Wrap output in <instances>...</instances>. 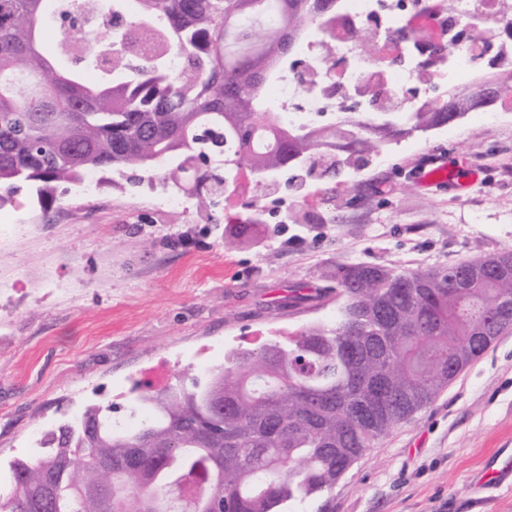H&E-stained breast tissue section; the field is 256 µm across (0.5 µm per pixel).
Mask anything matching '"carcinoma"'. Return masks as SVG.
I'll use <instances>...</instances> for the list:
<instances>
[{"label":"carcinoma","instance_id":"1","mask_svg":"<svg viewBox=\"0 0 512 512\" xmlns=\"http://www.w3.org/2000/svg\"><path fill=\"white\" fill-rule=\"evenodd\" d=\"M336 0H0V205L27 188L43 204L90 172L115 184L161 181L217 205L242 172L293 180L318 169L327 194L392 141L461 122L465 111L512 105V71L486 86L448 89L414 112L371 113L369 125L282 129L259 104L276 62L305 21L325 25ZM126 49L70 47L79 23ZM59 23L53 49L42 34ZM99 74L96 84L83 73ZM237 147L224 154V136ZM498 256L432 270L367 263L336 272V322L286 341L232 347L224 371L140 390L137 423L112 404L42 436L40 455L10 461L0 512H291L323 497L367 449L427 407L500 336L512 332V270ZM456 270L468 286L448 281ZM104 460L112 472L100 470Z\"/></svg>","mask_w":512,"mask_h":512}]
</instances>
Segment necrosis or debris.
<instances>
[{
	"label": "necrosis or debris",
	"instance_id": "necrosis-or-debris-1",
	"mask_svg": "<svg viewBox=\"0 0 512 512\" xmlns=\"http://www.w3.org/2000/svg\"><path fill=\"white\" fill-rule=\"evenodd\" d=\"M336 17L335 26L323 34L333 69L318 58L310 60L320 72L316 91L306 93L293 79L276 81L271 103L282 125L319 113L365 124L369 105L355 108L345 98L355 87L370 85L395 98L413 86L424 98L448 76L474 78V58L512 67V0H338ZM475 26L486 30L485 41L465 43V30ZM361 27L377 32L374 55H365L353 37ZM422 29L447 45L446 67H426L415 53L412 36Z\"/></svg>",
	"mask_w": 512,
	"mask_h": 512
}]
</instances>
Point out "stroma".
Here are the masks:
<instances>
[{
	"label": "stroma",
	"mask_w": 512,
	"mask_h": 512,
	"mask_svg": "<svg viewBox=\"0 0 512 512\" xmlns=\"http://www.w3.org/2000/svg\"><path fill=\"white\" fill-rule=\"evenodd\" d=\"M478 170L464 191L416 185L422 168ZM159 189L99 182L49 209L27 192L0 207V489L12 459L92 403L182 372L207 380L229 347L253 348L336 315L337 269L447 267L512 250V111L402 139L352 171L335 197L282 188L301 224H245L240 179L212 218L162 209ZM305 284L303 298L293 285ZM512 448V334L354 462L309 512H512V484L473 499L486 459Z\"/></svg>",
	"instance_id": "stroma-1"
}]
</instances>
